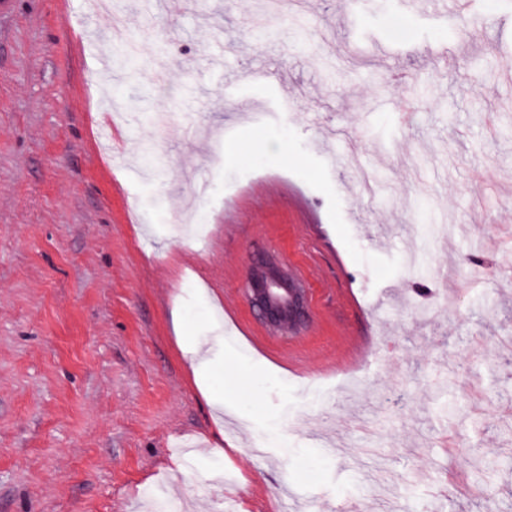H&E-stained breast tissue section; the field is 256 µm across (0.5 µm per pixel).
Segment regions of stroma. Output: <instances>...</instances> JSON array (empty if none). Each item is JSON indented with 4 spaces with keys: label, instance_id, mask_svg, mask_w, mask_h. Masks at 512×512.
Wrapping results in <instances>:
<instances>
[{
    "label": "stroma",
    "instance_id": "35a3bbf8",
    "mask_svg": "<svg viewBox=\"0 0 512 512\" xmlns=\"http://www.w3.org/2000/svg\"><path fill=\"white\" fill-rule=\"evenodd\" d=\"M112 2L124 65L87 0L0 15V512H512V0L355 34L348 0ZM266 251L313 290L292 336L243 292ZM178 315L222 325L223 404ZM176 331L181 336L180 348L183 357L188 361L194 383L211 399L212 388L209 382L208 373L210 371L212 360L208 353L222 350L224 336L216 334L208 336L207 339L201 341L198 336L184 333V325H178ZM204 347H207L204 349Z\"/></svg>",
    "mask_w": 512,
    "mask_h": 512
}]
</instances>
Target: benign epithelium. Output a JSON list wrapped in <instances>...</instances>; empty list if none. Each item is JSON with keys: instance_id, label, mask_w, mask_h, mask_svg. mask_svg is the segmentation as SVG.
Segmentation results:
<instances>
[{"instance_id": "benign-epithelium-1", "label": "benign epithelium", "mask_w": 512, "mask_h": 512, "mask_svg": "<svg viewBox=\"0 0 512 512\" xmlns=\"http://www.w3.org/2000/svg\"><path fill=\"white\" fill-rule=\"evenodd\" d=\"M244 292L261 319L276 331L287 333L304 318L306 290L273 255L252 263Z\"/></svg>"}]
</instances>
